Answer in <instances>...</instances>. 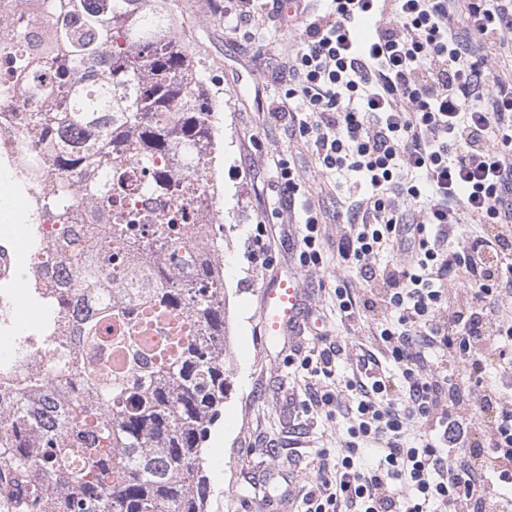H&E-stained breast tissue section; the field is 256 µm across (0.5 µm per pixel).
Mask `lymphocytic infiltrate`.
Returning <instances> with one entry per match:
<instances>
[{
    "instance_id": "lymphocytic-infiltrate-1",
    "label": "lymphocytic infiltrate",
    "mask_w": 512,
    "mask_h": 512,
    "mask_svg": "<svg viewBox=\"0 0 512 512\" xmlns=\"http://www.w3.org/2000/svg\"><path fill=\"white\" fill-rule=\"evenodd\" d=\"M266 13L298 28L270 118L287 122L320 173L359 175L336 256L371 296L334 294L340 317L379 310L377 351L335 371L340 341L301 360L308 413L349 425L320 458L305 512H512V400L488 376L512 370V83L494 70L512 47V0H332L328 16L289 18L282 0H237L224 30ZM375 34L356 42L364 20ZM299 260L322 265L323 216L305 206ZM396 259L375 265L380 249ZM397 375L386 374L383 360ZM486 417L454 397L457 364Z\"/></svg>"
}]
</instances>
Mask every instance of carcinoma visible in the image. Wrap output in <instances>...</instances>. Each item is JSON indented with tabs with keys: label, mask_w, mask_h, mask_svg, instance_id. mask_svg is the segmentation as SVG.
Instances as JSON below:
<instances>
[{
	"label": "carcinoma",
	"mask_w": 512,
	"mask_h": 512,
	"mask_svg": "<svg viewBox=\"0 0 512 512\" xmlns=\"http://www.w3.org/2000/svg\"><path fill=\"white\" fill-rule=\"evenodd\" d=\"M167 0H50L55 16L46 94L70 102L67 112L34 115L32 129L47 145L63 130L98 138L56 155L54 170L70 177L55 182L42 208L63 219L80 199L74 183L93 167L105 187L91 182L84 195L112 210L99 224L112 253L91 249L75 258V275L51 298L53 317L65 310L69 294L94 285L120 283L133 291L132 307L110 304L78 321L82 348H56L54 363L68 385L70 415L62 430L41 427L23 401L13 413L14 434L0 443L12 472L28 469L33 452L42 453L50 479L7 490L0 512H205L209 496L205 439L224 406L227 375L224 267L212 259L224 250V234L203 246L197 265L181 274L174 256L138 255V236L178 245L194 235V225L177 209L153 208L141 218L137 202L195 185L172 183L168 162L196 145L219 150L213 112H203L205 81L185 39H171L159 27ZM105 71L107 80L89 98L79 71ZM135 157L149 176L136 194L119 171ZM183 314L196 327L188 340L172 336L159 347L146 343L150 324L168 331V317ZM123 356L120 368L103 365L96 352Z\"/></svg>",
	"instance_id": "obj_1"
}]
</instances>
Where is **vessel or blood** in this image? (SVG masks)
I'll use <instances>...</instances> for the list:
<instances>
[{"instance_id":"b4317fda","label":"vessel or blood","mask_w":512,"mask_h":512,"mask_svg":"<svg viewBox=\"0 0 512 512\" xmlns=\"http://www.w3.org/2000/svg\"><path fill=\"white\" fill-rule=\"evenodd\" d=\"M264 332L268 340L284 335H316L317 330L302 316L303 288L296 271L280 273L265 281L261 289Z\"/></svg>"}]
</instances>
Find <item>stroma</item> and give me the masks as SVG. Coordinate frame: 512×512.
Returning <instances> with one entry per match:
<instances>
[{"mask_svg":"<svg viewBox=\"0 0 512 512\" xmlns=\"http://www.w3.org/2000/svg\"><path fill=\"white\" fill-rule=\"evenodd\" d=\"M176 12L203 36L201 51L207 85L223 100L215 115L221 148L213 172L223 187L224 286L229 301L230 386L222 414L205 444L211 493L208 512H303L301 492L314 475L321 453L336 449V431L342 422L303 411L309 397L310 374L300 355L310 350L309 336L292 337L289 349L264 343L261 289L274 272L297 269L305 289L308 316L321 324L323 334L345 336L347 349L339 360L349 370L360 350L375 346L371 312L361 321L340 320L336 311V284L356 296L369 295L355 269L336 261V202L344 198L355 173L338 177L323 187L311 153L298 151L286 125L270 120L267 107L281 94L272 73L287 59L297 34L272 35L266 15L253 20L250 41L230 36L214 10L213 0H178ZM294 163L320 204L328 248L319 267L299 262L296 226L289 215L270 209L280 185L273 162ZM263 231L268 245L260 260L251 261L248 240ZM274 454H267V447Z\"/></svg>","mask_w":512,"mask_h":512,"instance_id":"obj_1","label":"stroma"}]
</instances>
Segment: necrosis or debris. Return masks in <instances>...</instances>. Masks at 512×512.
<instances>
[{
	"label": "necrosis or debris",
	"instance_id": "obj_1",
	"mask_svg": "<svg viewBox=\"0 0 512 512\" xmlns=\"http://www.w3.org/2000/svg\"><path fill=\"white\" fill-rule=\"evenodd\" d=\"M53 14L37 0H0V175L7 183L25 184L27 195L22 208L36 215L41 201L56 176L47 165L50 153L28 125L34 112L61 111L60 103L43 97L38 85L47 72L40 64L42 52L53 28ZM25 48L38 63L34 76L20 78L16 52ZM219 195L210 185L195 194L165 199L168 207L182 209L195 226L197 239L209 237L222 221ZM69 230L42 219V244L30 248L29 227L16 224L0 230V412L16 409L25 383L34 377L57 390L53 371L54 350L45 338L44 317L49 287L72 275L70 257L74 251L93 247L92 228L84 226L80 215L69 220Z\"/></svg>",
	"mask_w": 512,
	"mask_h": 512
}]
</instances>
